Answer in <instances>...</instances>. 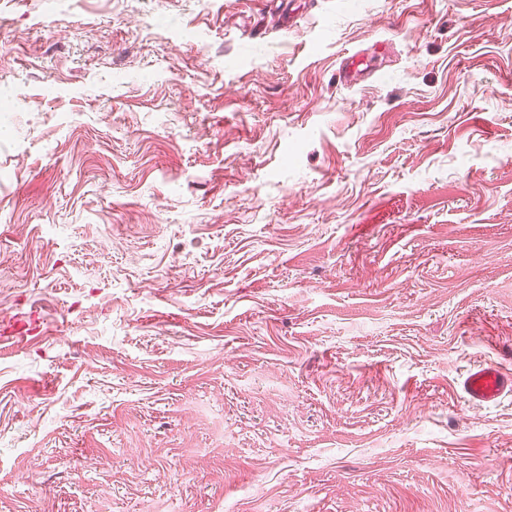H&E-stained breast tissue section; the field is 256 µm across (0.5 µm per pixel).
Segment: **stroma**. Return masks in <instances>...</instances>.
<instances>
[{"instance_id":"obj_1","label":"stroma","mask_w":512,"mask_h":512,"mask_svg":"<svg viewBox=\"0 0 512 512\" xmlns=\"http://www.w3.org/2000/svg\"><path fill=\"white\" fill-rule=\"evenodd\" d=\"M290 2L0 0V512H512V0ZM362 65H366V67L360 69ZM368 68L365 54L361 53V51H356L343 60L339 70V80L344 83H350L356 80L361 72ZM461 390L469 403L494 402L506 392H512L511 374L495 366H479L466 374Z\"/></svg>"}]
</instances>
